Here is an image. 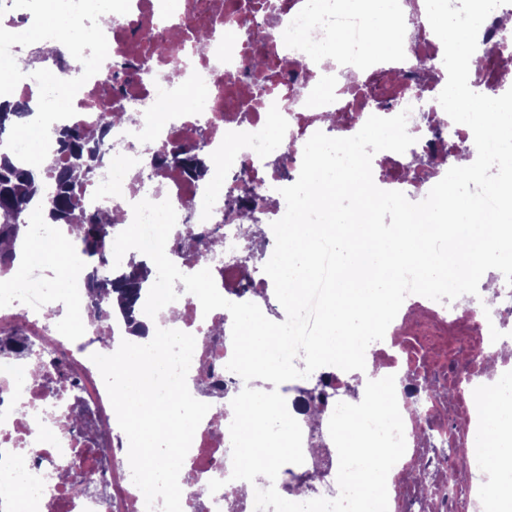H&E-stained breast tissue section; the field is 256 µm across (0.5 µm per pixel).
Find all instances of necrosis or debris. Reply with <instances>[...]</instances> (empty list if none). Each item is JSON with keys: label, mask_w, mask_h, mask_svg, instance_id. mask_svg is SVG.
I'll list each match as a JSON object with an SVG mask.
<instances>
[{"label": "necrosis or debris", "mask_w": 512, "mask_h": 512, "mask_svg": "<svg viewBox=\"0 0 512 512\" xmlns=\"http://www.w3.org/2000/svg\"><path fill=\"white\" fill-rule=\"evenodd\" d=\"M43 0H0V58L22 52L14 31H35L46 41L59 36L44 22ZM399 24L408 32L396 55L369 51L374 0L353 8L337 0H53L72 41L87 58L81 71L58 62L38 74L0 81V95L36 103L43 118V141L54 131L77 126L89 135L105 133L109 156L78 191L81 207L120 212L133 220V203L169 200L177 221L166 254L180 271L200 262L211 266L215 284L232 302L257 304L275 322L286 313L258 268L271 257L272 222L286 211L281 188L300 174L303 149L315 132L331 137L355 135L369 116L391 117L409 110L407 129L415 139L405 153L381 151L372 158L375 184L422 201L445 169L438 159L473 133L441 112L437 101L447 82L444 48L426 23L425 0H402ZM512 14V0L497 7L480 27L477 54L488 67L470 68V87L505 93L512 88V53L499 45L496 19ZM207 29L209 40L196 45L192 35ZM314 42H307V33ZM329 50L337 66L322 64L318 49ZM267 66L254 71V58ZM145 62L149 75L122 89L109 80L119 59ZM181 78H168L172 69ZM190 98L184 112L170 111L176 97ZM129 110L130 120L102 129V116ZM205 142L211 160L207 181L180 169L153 163L155 152L171 142ZM431 162L411 167L410 158ZM247 170L262 200L256 214L260 250L239 230L243 198L238 179ZM136 188H127L128 180ZM221 225L212 248L189 243L188 232L205 234ZM87 272L73 260L65 285V308L41 269L29 268L0 281V512H146L145 498L132 480L128 438L118 425L103 378L91 360L86 334L116 341L126 333L122 318L87 328ZM179 330L196 337L187 378L190 393L210 409L198 426L179 474L182 512H254V493L231 480L232 399L243 379L227 370L232 356V317L227 310L203 313L199 300L181 293ZM365 360L395 375L404 422L406 451L389 473L388 512H494L512 496V472L475 480L478 464L465 460L462 480H446L455 460L449 450L467 439L484 420L474 391L488 395L505 412L512 409V289L496 288L493 301L462 295L452 302L408 296L380 346ZM362 372L334 366L281 386L291 415L300 417L304 462L289 465L277 491L305 502L318 485L335 486L339 458L328 424L337 403L351 402L350 385H364ZM322 399L317 421L305 420L307 397ZM68 460L90 474L76 491L55 474ZM425 474L438 489L421 497L411 476ZM222 480L210 493V480Z\"/></svg>", "instance_id": "1"}]
</instances>
